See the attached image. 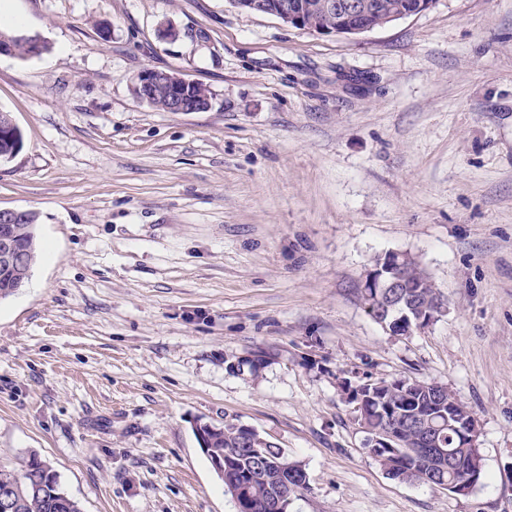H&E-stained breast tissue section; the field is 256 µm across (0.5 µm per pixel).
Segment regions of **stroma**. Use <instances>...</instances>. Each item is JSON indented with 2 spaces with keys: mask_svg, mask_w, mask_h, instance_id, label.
<instances>
[{
  "mask_svg": "<svg viewBox=\"0 0 512 512\" xmlns=\"http://www.w3.org/2000/svg\"><path fill=\"white\" fill-rule=\"evenodd\" d=\"M10 4L43 49L0 55V209L39 249L0 301V467L37 454L83 512H236L194 433L233 422L303 465L288 512H512V0L356 37L228 0ZM148 69L208 108L149 107ZM392 251L447 305L408 336L354 293ZM380 378L472 410L476 488L375 462L338 384ZM25 213L14 210L0 209V224H11L17 214ZM1 224V228H2ZM36 216L33 213L22 214L19 218V224L7 225L10 233H15L19 248L22 250L21 257L24 259L23 275H26L32 269L37 257V234H36ZM36 234V235H35ZM22 275V276H23ZM21 276V277H22ZM20 277V281H21Z\"/></svg>",
  "mask_w": 512,
  "mask_h": 512,
  "instance_id": "1",
  "label": "stroma"
}]
</instances>
